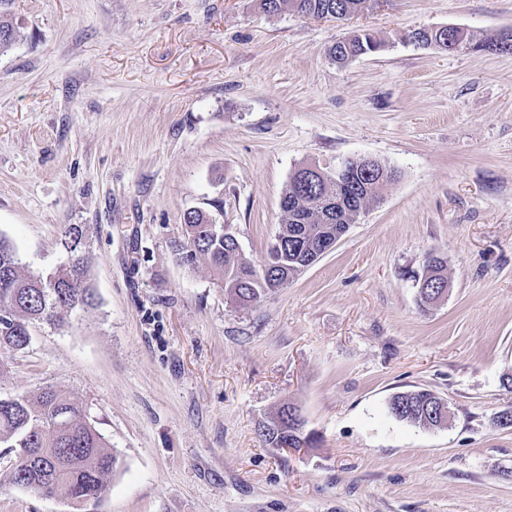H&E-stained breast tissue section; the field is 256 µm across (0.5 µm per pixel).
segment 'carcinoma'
Masks as SVG:
<instances>
[{
    "mask_svg": "<svg viewBox=\"0 0 512 512\" xmlns=\"http://www.w3.org/2000/svg\"><path fill=\"white\" fill-rule=\"evenodd\" d=\"M10 0H0V52L9 50L20 37V29L8 9ZM371 0H260V8L270 16L296 11L316 18L345 19L368 9ZM462 41V49H482L495 44L473 41L470 33L448 31V45ZM384 41L363 30L334 42L327 56L343 66L354 56L382 50ZM385 176L365 175L361 159L344 162L355 184H336L337 172L316 165L295 170L280 201L279 231L287 233L278 247H269L261 267L249 263L235 246L224 245L220 225L201 210L192 211L184 222V239L174 242L180 260L192 265L197 258L208 260L224 294L239 305H248L261 296L284 287L294 280L298 268L308 256L303 251L306 237L318 241L327 225L337 231L353 223L359 213L381 199L383 187L398 179V171L375 161ZM339 191L343 196L337 210H321L319 198L324 190ZM60 243L68 253L65 268L49 275L24 271L12 243L0 235V360L24 350L30 343L31 327L39 323H62L72 312L87 310L95 304V292L88 282L87 257L83 250L84 231L78 224L63 227ZM425 287L434 294L419 298L423 305L436 300L439 291L448 287L447 267L439 258H431L421 272ZM434 392L407 390L389 400V412L398 420L426 427L433 424L428 405ZM258 434L270 448L282 447L289 436L295 448L309 444L295 431L283 430L269 417L259 423ZM9 448H26L27 456H18L11 470L0 482L35 492L48 487L64 501L98 500L107 490L106 477L118 464V457L108 448L104 437L88 420L82 405L56 388L37 395L0 396V444Z\"/></svg>",
    "mask_w": 512,
    "mask_h": 512,
    "instance_id": "cac0c4a2",
    "label": "carcinoma"
}]
</instances>
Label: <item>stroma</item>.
Segmentation results:
<instances>
[{
    "label": "stroma",
    "instance_id": "stroma-1",
    "mask_svg": "<svg viewBox=\"0 0 512 512\" xmlns=\"http://www.w3.org/2000/svg\"><path fill=\"white\" fill-rule=\"evenodd\" d=\"M0 53V234L49 273L81 225L97 304L31 329L0 395L53 385L119 456L90 512H512V55L404 42L512 28V0H373L343 20L256 0H13ZM355 29L383 51L337 66ZM395 167L329 253L240 306L173 251L186 211L261 265L306 164ZM445 259L422 308L409 274ZM447 400L449 427L388 412ZM295 404L314 446L264 445ZM0 512H69L0 484ZM11 0H0V52L9 50L20 37V29L9 11ZM434 394L426 389L397 392L389 400V412L400 421L422 427L433 425V417L430 414L438 415L440 420L438 426L446 427L451 421V411L445 401L436 399L430 403ZM429 403L431 410L427 409ZM400 407H402V415L398 417L396 411ZM274 414L267 418L265 421L259 423L258 434L262 441L270 448H284L282 441L285 440V436L282 435L285 431L277 425V422L286 424L287 419H280L279 421H273ZM265 429V430H264Z\"/></svg>",
    "mask_w": 512,
    "mask_h": 512
}]
</instances>
